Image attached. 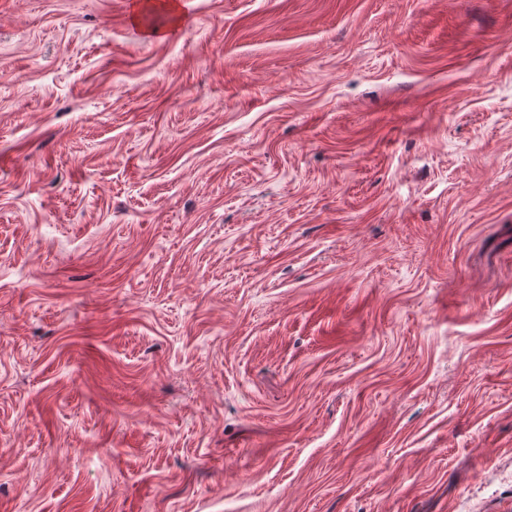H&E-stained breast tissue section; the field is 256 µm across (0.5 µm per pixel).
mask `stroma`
I'll return each mask as SVG.
<instances>
[{
  "label": "stroma",
  "instance_id": "stroma-1",
  "mask_svg": "<svg viewBox=\"0 0 512 512\" xmlns=\"http://www.w3.org/2000/svg\"><path fill=\"white\" fill-rule=\"evenodd\" d=\"M0 0V512H512V0Z\"/></svg>",
  "mask_w": 512,
  "mask_h": 512
}]
</instances>
